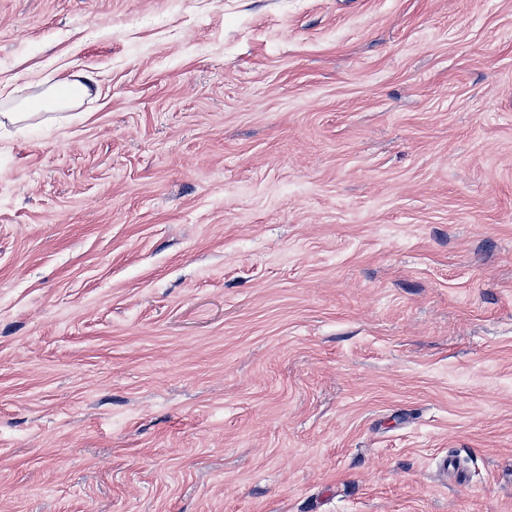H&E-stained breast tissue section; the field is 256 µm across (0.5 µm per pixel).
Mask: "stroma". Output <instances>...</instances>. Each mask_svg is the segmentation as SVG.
<instances>
[{"label":"stroma","instance_id":"obj_1","mask_svg":"<svg viewBox=\"0 0 512 512\" xmlns=\"http://www.w3.org/2000/svg\"><path fill=\"white\" fill-rule=\"evenodd\" d=\"M0 512H512V0H0ZM91 79L83 74H72L55 82L47 91L46 99L55 101L56 104L70 108L84 98L89 91L87 81Z\"/></svg>","mask_w":512,"mask_h":512}]
</instances>
